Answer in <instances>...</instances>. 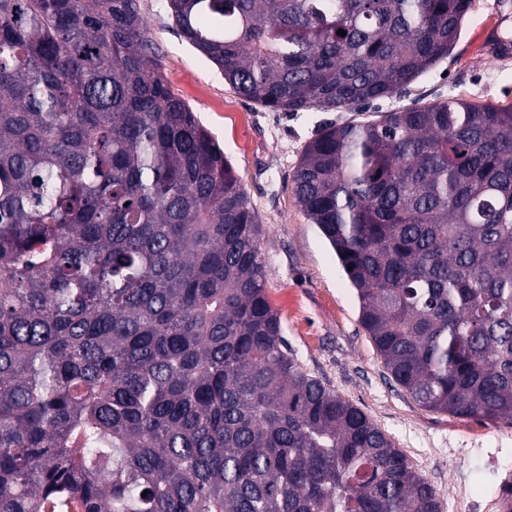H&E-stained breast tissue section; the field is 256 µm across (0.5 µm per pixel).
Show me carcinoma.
Instances as JSON below:
<instances>
[{
  "label": "carcinoma",
  "instance_id": "carcinoma-1",
  "mask_svg": "<svg viewBox=\"0 0 512 512\" xmlns=\"http://www.w3.org/2000/svg\"><path fill=\"white\" fill-rule=\"evenodd\" d=\"M166 3L237 94L287 113L392 97L472 7ZM292 184L392 378L427 409L512 420V106L326 123ZM262 236L138 0H0V512H441L296 362Z\"/></svg>",
  "mask_w": 512,
  "mask_h": 512
}]
</instances>
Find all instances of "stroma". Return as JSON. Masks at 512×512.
Wrapping results in <instances>:
<instances>
[{"label":"stroma","mask_w":512,"mask_h":512,"mask_svg":"<svg viewBox=\"0 0 512 512\" xmlns=\"http://www.w3.org/2000/svg\"><path fill=\"white\" fill-rule=\"evenodd\" d=\"M171 90L224 147L265 228L268 296L307 373L361 409L442 495V512H484L512 475V422L460 418L417 404L397 385L358 321L338 260L293 194L292 174L323 121H362L448 97L512 105V0H473L451 55L406 91L350 112H270L235 93L172 26L166 0H140Z\"/></svg>","instance_id":"35a3bbf8"}]
</instances>
